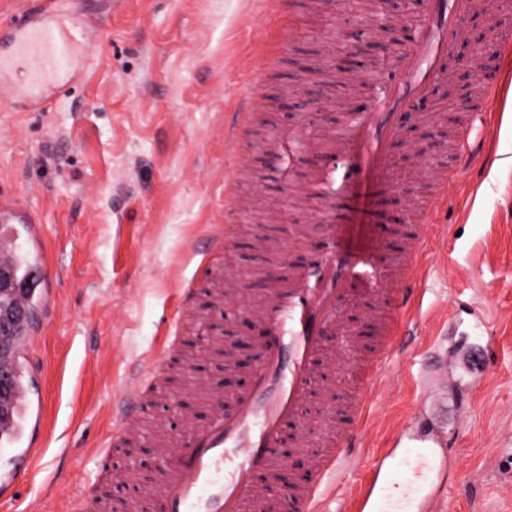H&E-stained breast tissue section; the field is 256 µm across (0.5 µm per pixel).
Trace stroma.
Listing matches in <instances>:
<instances>
[{
	"label": "stroma",
	"mask_w": 512,
	"mask_h": 512,
	"mask_svg": "<svg viewBox=\"0 0 512 512\" xmlns=\"http://www.w3.org/2000/svg\"><path fill=\"white\" fill-rule=\"evenodd\" d=\"M53 14L84 29L87 55L66 65L62 88L30 93L0 73V190L35 213L44 260L32 282L55 302L53 321L21 354L44 410L43 439L27 477L0 512H75L97 486L96 451L111 433L126 379L165 341L160 319L178 303L207 249L208 227L230 225L235 265L255 278L288 275L324 250L323 201L310 172L329 163L346 123L336 104L351 96L335 71L355 41L389 45L359 57L377 76L408 42L422 8L388 0L377 26L371 5L348 0H51ZM497 54L461 63L436 95L430 120L405 128L392 147L397 188L391 217L428 204L454 118L475 102ZM294 90L284 99L283 89ZM257 96L245 131L224 140L227 113ZM315 145L316 164L285 170L283 131ZM494 151L449 183L422 255L425 275L414 329L366 410L367 451L387 448L414 412L455 443L460 472L436 512H512V87L479 127ZM237 170L224 202V173ZM300 240L288 264L257 238ZM199 322L181 338L172 383L135 421V453L150 459L166 403L188 397V379L216 375L198 352L200 322L225 344L238 333L231 302L198 296ZM493 342V363L483 348ZM432 370L419 387L423 370Z\"/></svg>",
	"instance_id": "obj_1"
}]
</instances>
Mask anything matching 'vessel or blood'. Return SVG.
Here are the masks:
<instances>
[{"label": "vessel or blood", "instance_id": "obj_1", "mask_svg": "<svg viewBox=\"0 0 512 512\" xmlns=\"http://www.w3.org/2000/svg\"><path fill=\"white\" fill-rule=\"evenodd\" d=\"M485 8V0H428L409 48L382 77L383 91L347 124L336 144L335 166L321 175L330 249L294 271L287 286L274 289L272 306L256 317L258 334L245 338L252 360L246 380L237 381L236 366H225L223 392L200 397L205 420L183 416L186 429L172 461L157 466L153 482L138 497L116 506L89 492L79 498L78 512H429L428 502L453 474L454 451L441 442L414 450L407 447L405 434H398L391 448L371 457L367 481L345 491L337 478L353 460L354 449L364 445L365 410L383 370L410 333L419 301L418 258L427 225L401 218L393 234L384 230V200L395 188L390 147L408 107L433 97L446 83L443 60L451 44L467 36L461 18ZM86 44L84 31L62 21L23 17L0 27V67L12 69L23 83L43 86ZM503 78L499 71L483 80L481 106L459 117L456 145L443 174H458L483 152L484 143L473 132L482 105L499 92ZM0 223L23 225L32 242L40 240L36 220L15 198L0 196ZM209 244L208 260L197 270L204 281L220 275L227 249L220 232L210 236ZM356 285L364 287L379 313L361 345V367L351 374L356 387L336 417L329 446L307 456L306 479L279 487L283 428L304 414L307 388L323 353L332 348L344 358V346H333L331 338ZM195 299L194 288H180L165 344L130 380L112 416V433L98 453L99 477L115 476L116 449L135 441L131 420L164 387L178 336L197 317ZM42 426L29 385L19 384L0 405V444L15 451L12 468L0 475V492H11L27 473Z\"/></svg>", "mask_w": 512, "mask_h": 512}]
</instances>
